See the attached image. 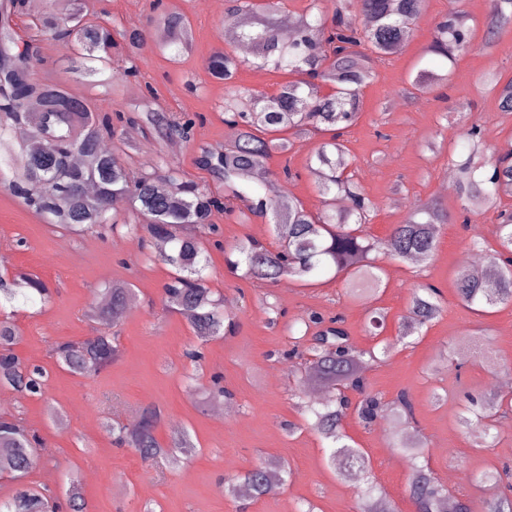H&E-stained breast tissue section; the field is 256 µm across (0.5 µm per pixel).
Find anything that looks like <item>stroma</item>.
Segmentation results:
<instances>
[{
  "instance_id": "stroma-1",
  "label": "stroma",
  "mask_w": 512,
  "mask_h": 512,
  "mask_svg": "<svg viewBox=\"0 0 512 512\" xmlns=\"http://www.w3.org/2000/svg\"><path fill=\"white\" fill-rule=\"evenodd\" d=\"M152 0H91L115 28L130 24L145 27L147 40L156 30L147 18ZM184 12L191 21L193 48L172 59L151 50L138 55L141 79L121 82L119 98L134 104L146 87L155 90L165 111L202 116L192 141L183 143L176 156L187 180L219 191L210 174L199 168V146L215 148L229 141L224 123L223 82L211 79L205 65L210 54L223 47L224 10L202 8L197 0H163ZM491 0H462L471 46L451 64L447 85L430 86L410 98L404 93L410 77L430 67L428 48L434 28L448 12V0H425L422 18L400 51L375 67L364 88L361 115L344 136L350 170L377 209L367 234L384 238L391 225L404 223L408 205L431 200L448 212L441 225L438 246L427 260L410 264L379 255L383 269L380 289L365 299L351 298L343 279L304 287L284 280L271 285L234 274L222 250L209 248L207 286L214 296L234 304L237 327L233 333L198 343L189 323L168 312L163 287L173 273L156 261L157 247L142 249L137 241L94 233L81 236L46 224L20 199L0 187V267L9 272L38 276L51 291L46 304L19 306L14 316L18 336L13 349L24 362L44 366L50 379L41 396H21L0 387V415L12 414L36 431L41 458L29 476L34 485L60 489L76 481L88 512H299L304 504L314 512H357L359 483L338 477L326 463L325 443L304 422L296 394L304 368L281 359L292 346L289 326L300 325L313 311L340 313L354 344L368 348L377 341L390 344L387 359L374 363L365 378L370 390L384 399L407 392L413 404V425L426 438L421 463L440 482L449 474L463 475L450 485L452 495L463 496L471 512H482L492 487L478 485L476 475L489 467L512 466V411L508 429L500 431L494 447H474L469 433L457 425L468 398H482L496 390L498 376L512 375V305L479 316L459 301L454 285L461 257L470 239L493 240L497 214L480 212L471 224H462V201L456 191H443L453 161L465 151L464 134L479 124L485 145L499 150L512 142V115L501 112L493 96L479 94L481 76L495 72L501 81L512 80V27L500 30L495 46L483 50L486 18ZM41 80L64 81L72 93L96 94L109 108L105 87L90 88L71 73L70 50L61 42L42 43ZM288 153H272L266 172L276 176L290 165L299 176L282 184V191L300 199L310 211L321 207V181L309 168V158L320 135L297 136L286 132ZM130 283L135 298L124 317L104 328L87 314L94 290L112 282ZM431 283L441 291V317L423 328L420 339L405 344L398 328L409 296L419 284ZM280 316L270 322L268 305ZM385 315L380 337L365 328L372 311ZM110 330L118 338L120 356L111 367L91 377L59 369L50 354L52 345L78 343ZM491 350H484V341ZM202 345L204 360L192 372L185 352ZM220 377L229 395L225 402L236 414L216 420L210 405L201 400L202 387ZM445 395L437 404L433 393ZM156 407L162 418L156 427L160 442H168L176 427H189L197 451L177 467L144 463L134 449L118 445L113 422L136 423L145 407ZM61 410L59 423H51L53 410ZM295 424L288 432L287 424ZM344 429L366 451L377 482L378 495L387 497L395 512H416L409 496V461L396 451L389 432L381 426L364 428L355 412H348ZM287 464L290 475L275 492L261 498L224 494L225 479L261 462Z\"/></svg>"
}]
</instances>
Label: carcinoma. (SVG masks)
Instances as JSON below:
<instances>
[{"label":"carcinoma","instance_id":"obj_1","mask_svg":"<svg viewBox=\"0 0 512 512\" xmlns=\"http://www.w3.org/2000/svg\"><path fill=\"white\" fill-rule=\"evenodd\" d=\"M424 0H312L311 10L296 20L293 38L282 30L276 16L283 0H224V14L239 20L227 32L228 48L215 50L208 58V75L224 82V124L237 130L233 143L220 149L200 148L198 165L224 185V193L184 179L177 162L162 159L157 172L135 173L125 161L129 145L115 143L117 128L141 127L154 132L158 140H190L198 115L177 117L152 107L154 90L145 84L140 104L117 105L98 114L93 100L71 94L61 82L41 81L37 67L45 64L38 36L64 41L75 47L72 73L91 78L110 72L99 85L117 95L123 79L141 77L136 63L145 45V30L132 25L121 34L123 67L112 73V48L117 45L112 24L91 17L86 0H49L39 14L28 12V0H0V166L12 170L7 190L47 224L82 235L117 234L144 247L164 240L171 244L160 260L175 269L164 286L167 309L185 317L200 343L222 336L236 327L235 316L224 312L223 301L213 298L206 285V243L219 234L212 223L216 212L234 214L241 223L254 217L272 216L277 246L268 248L258 239L238 241L226 248V262L244 277L275 284L283 279L311 286L323 275L344 278L349 295L363 299L382 282L383 269L373 252L382 251L411 262L429 258L437 248L436 228L448 223V213L435 203L411 205L409 218L393 225L389 235L376 240L364 233L376 209L348 171L344 135L355 125L361 112L363 88L372 77L374 60L399 51L412 36L421 17ZM364 16L356 24L354 12ZM28 17L35 36L21 37L12 25L18 16ZM463 11L451 8L435 25L429 53L439 59L430 69L418 71L409 94L416 95L430 83H448L445 63L469 48L464 31ZM150 23L167 33L157 45L161 54L180 55L192 48L193 35L188 16L176 9L153 4ZM512 26V0H492L487 18L485 47H493L499 29ZM247 42L254 47L253 59H242L235 46ZM285 71L295 79L283 84L278 93L244 89L234 84L238 70ZM329 92L321 93V87ZM480 92L494 94L503 112H512V81L502 85L495 76L483 80ZM292 130L327 135L310 163L322 173V209L314 214L295 197L271 198L265 185L252 178L263 169L272 151H288V142L275 143L268 134ZM468 157L457 163L460 172L457 191L463 200V223L471 222L475 210H498L497 248L491 250L489 271L476 277L467 270L456 274L455 288L460 302L473 313L484 316L499 306L512 304V264L501 259L512 255V211L501 209V199L512 195V144L493 156L486 155L479 125L465 135ZM84 165L72 163L74 155ZM129 201V215L111 213L112 199ZM107 304H89L88 316L104 325L123 317L134 290L115 282L103 289ZM49 291L36 276L0 273V385L28 396L41 394L49 378L41 365H26L13 353L17 336L15 312H6L14 303H46ZM442 314L437 290L430 284L413 289L410 308L399 328L402 340L421 335V329ZM301 338L309 342L304 361L308 377L303 385L319 383L329 394L321 404L299 403L305 422L329 443L328 464L344 475L366 476V487L358 492L359 512H392L374 497L369 459L343 427L351 402L347 392L360 395L356 406L359 422L365 426L384 425L396 449L412 462L409 493L417 512H448V489L417 461L424 457L426 438L410 424L412 403L402 392L387 402L368 389L364 365L379 361L372 349L350 342L341 315L312 311L302 321ZM119 346L109 334L92 336L80 343H60L51 348L58 367L76 376L96 374L118 357ZM512 405L496 394L478 408L465 409L458 419L461 429L474 433V443L492 446L497 418ZM159 418L155 409L142 413L139 427L129 430L119 422L112 432L145 461L163 459L177 466L196 451L186 429L176 432L162 445L154 435ZM38 438L13 415L0 416V470L11 472L14 490L0 498V512H53L57 494L28 482L38 463ZM286 466L260 464L224 483V494L238 495L246 485L254 497L273 491L284 482ZM485 512H512V494H499L485 506Z\"/></svg>","mask_w":512,"mask_h":512}]
</instances>
